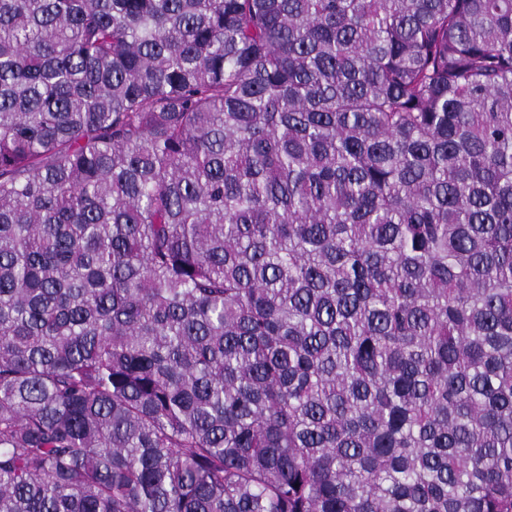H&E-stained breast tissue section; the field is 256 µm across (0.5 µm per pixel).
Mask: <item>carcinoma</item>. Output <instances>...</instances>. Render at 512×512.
<instances>
[{
  "label": "carcinoma",
  "mask_w": 512,
  "mask_h": 512,
  "mask_svg": "<svg viewBox=\"0 0 512 512\" xmlns=\"http://www.w3.org/2000/svg\"><path fill=\"white\" fill-rule=\"evenodd\" d=\"M0 512H512V0H0Z\"/></svg>",
  "instance_id": "carcinoma-1"
}]
</instances>
